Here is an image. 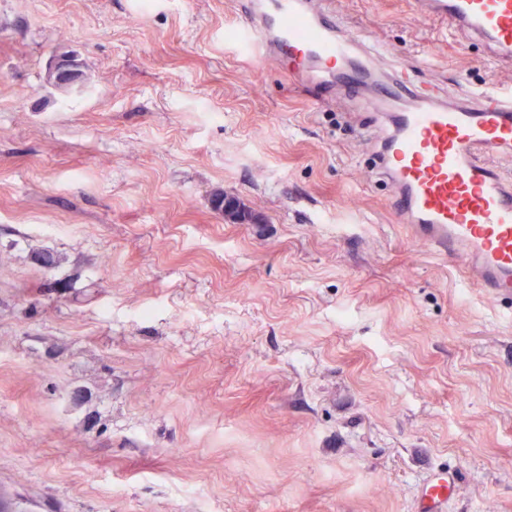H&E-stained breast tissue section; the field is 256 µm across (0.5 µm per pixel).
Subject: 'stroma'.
Listing matches in <instances>:
<instances>
[{"label":"stroma","instance_id":"1","mask_svg":"<svg viewBox=\"0 0 512 512\" xmlns=\"http://www.w3.org/2000/svg\"><path fill=\"white\" fill-rule=\"evenodd\" d=\"M333 8L419 86L512 83L410 0ZM241 16L0 0V502L418 512L451 468L447 512H512V300L410 237L368 117L237 55ZM51 77L57 87L70 88L80 79L79 65L74 59H61L54 67ZM455 486L450 470L433 472L420 488L419 502L423 512H444Z\"/></svg>","mask_w":512,"mask_h":512}]
</instances>
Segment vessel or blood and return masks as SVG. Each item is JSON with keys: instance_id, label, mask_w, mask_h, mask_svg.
Wrapping results in <instances>:
<instances>
[{"instance_id": "b4317fda", "label": "vessel or blood", "mask_w": 512, "mask_h": 512, "mask_svg": "<svg viewBox=\"0 0 512 512\" xmlns=\"http://www.w3.org/2000/svg\"><path fill=\"white\" fill-rule=\"evenodd\" d=\"M422 16L448 21L492 56L512 58V0H412ZM230 42L254 66L283 63L313 88L342 89L369 111L378 133L377 177L395 191L408 232L437 254L461 262L485 295L512 300V179L495 164L512 153V85L455 96L412 84L394 62L347 33L328 0H247ZM452 471L420 488L423 512H445Z\"/></svg>"}]
</instances>
